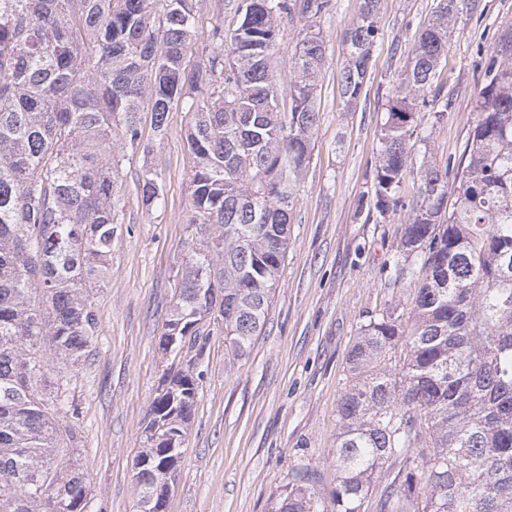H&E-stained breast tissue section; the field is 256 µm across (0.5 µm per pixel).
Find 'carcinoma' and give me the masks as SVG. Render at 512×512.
Segmentation results:
<instances>
[{
  "mask_svg": "<svg viewBox=\"0 0 512 512\" xmlns=\"http://www.w3.org/2000/svg\"><path fill=\"white\" fill-rule=\"evenodd\" d=\"M331 0H227L238 16L217 26L206 63L183 60L194 0H0V512H86L88 481L60 456L76 428L59 418L68 374L98 315L90 292L109 274L122 235V162L141 146L140 115L167 129L172 100L194 112L187 135L193 247L168 323L197 349L165 374L144 431L185 433L204 377L205 325L244 355L264 327L288 246L295 188L309 166L326 45L313 19ZM479 0H436L389 98L374 177L375 221L401 206L407 167L417 199L389 263L411 290L406 305L369 317L348 358L338 405L336 486L330 503L301 471L274 512H512V31L486 57L462 164L413 161L420 111L444 119L452 101L437 80L451 22ZM305 20L290 57L288 109L271 111L281 20ZM378 0H361L343 30L338 79L349 108L372 57ZM454 203L448 204V195ZM138 205L164 202L144 170ZM137 504L159 510L156 479L176 477L181 448L143 441ZM397 465L383 479L387 463Z\"/></svg>",
  "mask_w": 512,
  "mask_h": 512,
  "instance_id": "1",
  "label": "carcinoma"
}]
</instances>
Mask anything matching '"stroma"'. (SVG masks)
Instances as JSON below:
<instances>
[{"mask_svg": "<svg viewBox=\"0 0 512 512\" xmlns=\"http://www.w3.org/2000/svg\"><path fill=\"white\" fill-rule=\"evenodd\" d=\"M360 0H332L316 26L326 42L317 105L320 122L308 169L296 191L285 263L266 325L248 355L237 358L214 329L201 368L204 380L186 430L178 476L166 512H272L295 471L308 470L315 492L336 485L337 404L346 386L349 352L376 310L402 297L385 265L416 199L417 176L406 172L403 206L382 223L369 221L386 104L411 56L434 0H379L380 32L356 107L342 111L337 91L344 62L343 28ZM481 13L454 24L440 81L452 110L422 121L417 154L438 163L461 160L482 82L480 52L493 34L512 28V0H480ZM237 24L223 0H196L193 45L184 64L205 63L215 26ZM192 114L172 101L167 130L156 135L142 115L148 153L124 163L125 230L112 253L104 287L93 297L97 336L75 367L64 419L78 438L76 458L91 488L87 512H136L134 461L143 447L149 405L171 360L160 340L193 242L188 228L196 158L186 135ZM157 169L165 203L146 214L137 205L138 178Z\"/></svg>", "mask_w": 512, "mask_h": 512, "instance_id": "stroma-1", "label": "stroma"}]
</instances>
